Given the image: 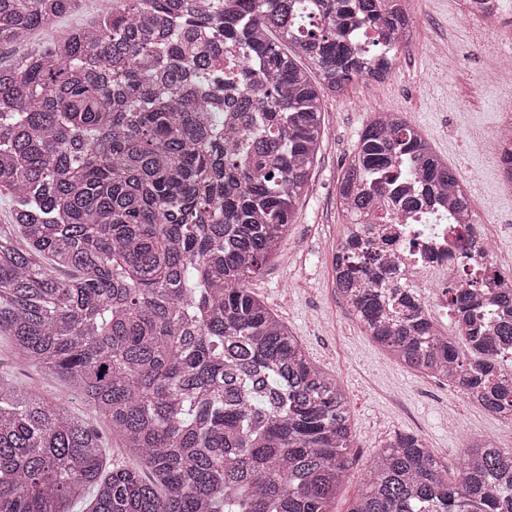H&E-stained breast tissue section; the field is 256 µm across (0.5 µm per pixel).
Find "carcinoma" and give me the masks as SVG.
Instances as JSON below:
<instances>
[{
  "mask_svg": "<svg viewBox=\"0 0 512 512\" xmlns=\"http://www.w3.org/2000/svg\"><path fill=\"white\" fill-rule=\"evenodd\" d=\"M79 0H0V45ZM407 0H107L97 21L0 66V337L103 416L140 470L103 467L98 431L0 375V512H328L351 465L347 395L245 288L307 195L323 99L394 68ZM364 29L367 49L350 36ZM231 109L229 128L209 113ZM403 180L412 196L393 195ZM334 283L397 364L512 418V340L478 291L512 271L473 226L448 336L370 230L451 202L454 169L376 112L337 182ZM348 512H512V455L470 441L454 481L418 436L373 457Z\"/></svg>",
  "mask_w": 512,
  "mask_h": 512,
  "instance_id": "cac0c4a2",
  "label": "carcinoma"
}]
</instances>
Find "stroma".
<instances>
[{"label":"stroma","mask_w":512,"mask_h":512,"mask_svg":"<svg viewBox=\"0 0 512 512\" xmlns=\"http://www.w3.org/2000/svg\"><path fill=\"white\" fill-rule=\"evenodd\" d=\"M99 0H82L79 12L55 19L28 40L0 45V65L16 63L31 50L63 38L73 28L96 20ZM412 36L385 81H359L346 94L324 99V135L310 190L276 258L247 288L276 312L300 339L307 356L336 376L348 400L355 436L352 466L330 503V512H348L362 489L372 459L395 432L420 436L432 454L456 470L469 440L512 448V424L472 405L446 382L409 371L389 360L349 312L336 291L333 263L345 217L336 185L373 113H406L434 151L469 182L470 192L494 221L484 234L502 268L512 269V195L497 190L491 147L473 149L467 127L493 132L502 100L494 87H481L475 74L491 68L489 57L469 56L474 31L453 0H410ZM463 53L462 65L447 68L434 44ZM0 374L11 375L43 397L62 400L69 410L98 430L107 445V464L132 465L107 425L88 410L79 395L39 366L15 360L0 338Z\"/></svg>","instance_id":"stroma-1"}]
</instances>
